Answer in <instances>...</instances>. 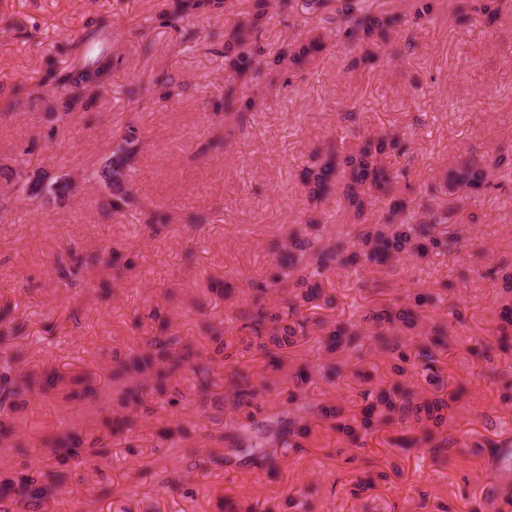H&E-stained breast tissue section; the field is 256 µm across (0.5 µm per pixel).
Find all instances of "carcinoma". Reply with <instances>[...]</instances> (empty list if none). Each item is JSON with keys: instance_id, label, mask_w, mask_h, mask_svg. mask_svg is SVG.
<instances>
[{"instance_id": "carcinoma-1", "label": "carcinoma", "mask_w": 512, "mask_h": 512, "mask_svg": "<svg viewBox=\"0 0 512 512\" xmlns=\"http://www.w3.org/2000/svg\"><path fill=\"white\" fill-rule=\"evenodd\" d=\"M290 2L250 0L249 7L224 28V111L235 113L241 126L257 104L256 95L248 90L257 85L261 76H267L271 84L290 87L317 55L327 51L328 35L316 28L288 44L276 58L266 60L261 38L272 11L287 12ZM498 2L467 0V8L493 22L499 17ZM436 7V0H413L411 5L416 19L431 18ZM228 9L229 0H174L171 9L161 12L158 19L179 31L201 15ZM306 11L336 24V35L362 51L361 63L373 61V49L390 43L396 29L406 22L405 15L374 9L369 0H306ZM111 72L112 60L107 54L87 53L75 64L47 71L41 85L63 89L55 110L67 114L79 105L88 106L89 92L108 84ZM139 146V130L130 125L115 142L110 160L88 176V180L109 192L114 208L134 201L131 172ZM402 150L404 142L398 135L382 132L363 138L350 150L329 146L317 151L310 165L302 169L301 184L313 204L334 192L340 194L343 209L351 217L350 229L331 236L315 214L308 215L279 247L274 272L261 282L251 283L253 297L239 315V337L226 340L223 331L213 329L212 351L203 354L183 343L179 336H151L139 350L117 361L112 380L124 383L121 407L136 412L145 404V396L153 393L176 397L185 373L206 377L212 365L219 363L229 371L230 390L224 392L223 404L230 417L224 420L221 436L226 466L248 459L273 467V449L304 450L316 422L328 425L355 448L363 447L366 437L374 432L413 423L419 435L393 437L390 444L401 449H448V425L457 418L460 393L430 397L411 384V378L419 375L433 387L441 390L444 386L441 357L450 349L451 325L446 321H424L425 307L444 302L440 293L418 292L384 300L354 321L330 324L304 314L306 309L334 304V298L324 288V278L333 270L362 267L384 269L391 274L403 257L426 260L463 247L453 210H434L422 202L415 206L413 201L399 196L403 173L393 170L386 158ZM490 167L484 157L473 158L452 169L443 188L450 194L462 190L470 197L482 196L492 186ZM72 189V181L60 176L29 182L26 192L34 198L63 200ZM479 277L502 281L494 342L482 346V351L512 353V270L492 267L479 273ZM274 294L280 296V301L268 300ZM310 336L317 337L328 357L320 370L323 378L341 376L343 358L359 354L369 340L386 356L396 380L379 390H364L361 397L365 405L358 417L336 404L308 399L306 390L313 383L315 371L306 363L296 365L289 373L286 368L298 344ZM240 346L263 356L262 383L255 382L250 371L239 367L236 356ZM285 372L289 377L288 397L280 411L270 414L263 410L262 392L275 385ZM35 386L28 377L19 382L10 381L6 375L0 377L1 442L15 434L10 412L17 408V400ZM133 423L131 417L114 421L106 426V433L87 442L74 436L53 440L56 463H84L85 448L93 456L107 453L112 435L129 429ZM58 477L57 472L50 471L36 477L6 478L0 481V500L17 496L18 503L25 506L44 502L51 497L50 480Z\"/></svg>"}]
</instances>
